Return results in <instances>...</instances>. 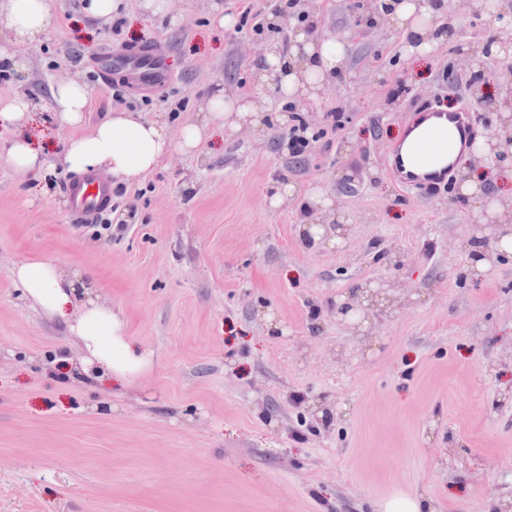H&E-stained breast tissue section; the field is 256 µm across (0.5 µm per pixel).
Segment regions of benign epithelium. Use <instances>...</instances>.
I'll return each instance as SVG.
<instances>
[{
	"instance_id": "7a95c632",
	"label": "benign epithelium",
	"mask_w": 512,
	"mask_h": 512,
	"mask_svg": "<svg viewBox=\"0 0 512 512\" xmlns=\"http://www.w3.org/2000/svg\"><path fill=\"white\" fill-rule=\"evenodd\" d=\"M422 2L423 0H361L358 6L372 15L371 23L366 29L369 34L381 27H395V12L403 3L417 6L413 18L419 20L422 26H431L418 9ZM459 55L471 65L476 64L481 57L501 55L505 60L511 58L512 27L504 25L496 28L489 42L477 38L462 45ZM469 96L485 110L495 112L498 116L496 126L484 134L472 151L471 166L479 168L491 160L499 161L512 156V79L503 80L492 98L484 97L477 85L471 86ZM479 191L485 197V203L481 211L470 214L468 223L470 229L482 232L483 236L478 238L469 233L461 236L460 248H465L474 240L480 242L481 250L469 251V272L473 276L484 277L491 274L496 259L512 251V204L495 198L484 185L479 186ZM346 219L347 216L339 204H317L312 209L311 223L303 225L301 235L310 244L316 243L338 250L349 236ZM417 294L415 289H404L391 280L381 278L357 283L336 300V319L346 330L357 335L365 322L407 303L417 302Z\"/></svg>"
}]
</instances>
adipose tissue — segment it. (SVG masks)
I'll return each instance as SVG.
<instances>
[{"mask_svg": "<svg viewBox=\"0 0 512 512\" xmlns=\"http://www.w3.org/2000/svg\"><path fill=\"white\" fill-rule=\"evenodd\" d=\"M52 25L48 0H8L0 12V26L10 30L15 39L35 41ZM307 55V69L336 73L345 69L347 54L329 40L311 41L304 32H296ZM268 62L281 74L279 83H271L265 71L252 69L255 88L282 98L316 100L313 89L289 72V56L270 54ZM53 109L64 126L73 128L62 154L67 171L78 176L107 171L116 183L134 185L155 170L172 149L185 152L197 148L202 138L228 126L230 113L263 124L264 114L248 95L216 92L205 114L195 123L184 125L179 139H172L165 122L148 120L135 112H113L90 132H82L89 104L88 88L78 82L57 85L51 92ZM32 120V108L25 98L16 97L0 103V126L13 128L14 136L0 144L4 155L19 173L43 179L46 162L41 150L24 128ZM12 274L25 298L48 317L61 321L80 347V358L70 361L72 374L90 380L116 379L133 384L153 363L151 348L135 345L125 334L124 322L111 307L93 300L88 285L66 275L53 263L25 259L14 265Z\"/></svg>", "mask_w": 512, "mask_h": 512, "instance_id": "ef3b65f1", "label": "adipose tissue"}]
</instances>
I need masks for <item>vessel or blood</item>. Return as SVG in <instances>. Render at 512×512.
Wrapping results in <instances>:
<instances>
[{
  "label": "vessel or blood",
  "instance_id": "b4317fda",
  "mask_svg": "<svg viewBox=\"0 0 512 512\" xmlns=\"http://www.w3.org/2000/svg\"><path fill=\"white\" fill-rule=\"evenodd\" d=\"M98 70L102 79L118 75L146 93L162 88L167 81L166 60L153 47L113 51ZM480 134L469 110L446 111L423 103L408 119L404 142L390 149L384 162L401 188L419 192L444 185L466 162L470 146ZM67 190L72 215L80 223L101 214L112 200L111 187L92 174L69 184Z\"/></svg>",
  "mask_w": 512,
  "mask_h": 512
}]
</instances>
